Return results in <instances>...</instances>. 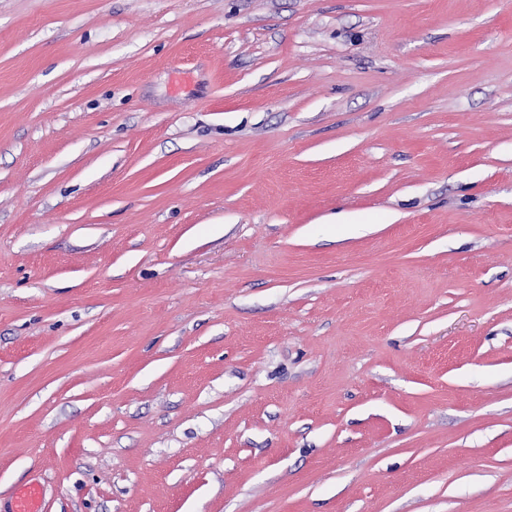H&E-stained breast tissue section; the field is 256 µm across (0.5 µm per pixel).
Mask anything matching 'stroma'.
I'll return each mask as SVG.
<instances>
[{"instance_id":"35a3bbf8","label":"stroma","mask_w":512,"mask_h":512,"mask_svg":"<svg viewBox=\"0 0 512 512\" xmlns=\"http://www.w3.org/2000/svg\"><path fill=\"white\" fill-rule=\"evenodd\" d=\"M512 512V0H0V512ZM42 497L41 486L30 484L15 494L11 512H42Z\"/></svg>"}]
</instances>
